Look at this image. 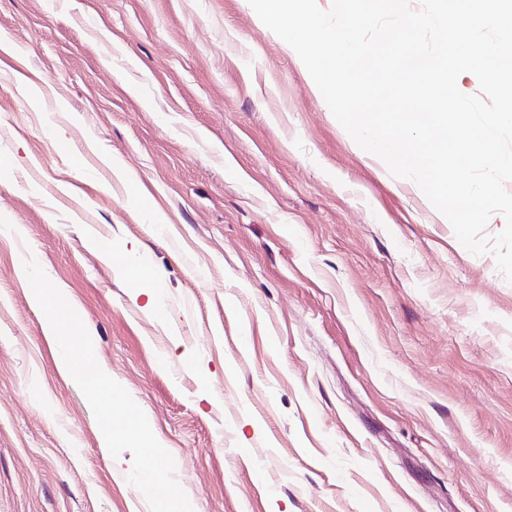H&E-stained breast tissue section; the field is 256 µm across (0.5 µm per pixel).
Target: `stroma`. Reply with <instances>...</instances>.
<instances>
[{
    "label": "stroma",
    "instance_id": "obj_1",
    "mask_svg": "<svg viewBox=\"0 0 512 512\" xmlns=\"http://www.w3.org/2000/svg\"><path fill=\"white\" fill-rule=\"evenodd\" d=\"M28 255L194 512H512V283L248 0H0V512H149ZM129 258V251L126 249L120 250V251H112L109 250L105 254V259L113 266H117L122 268L125 273H127L132 281L137 280L138 282V271L133 267L127 264V260ZM138 294H146L150 300L152 296L155 294V287L154 284H146L141 285L138 282Z\"/></svg>",
    "mask_w": 512,
    "mask_h": 512
}]
</instances>
